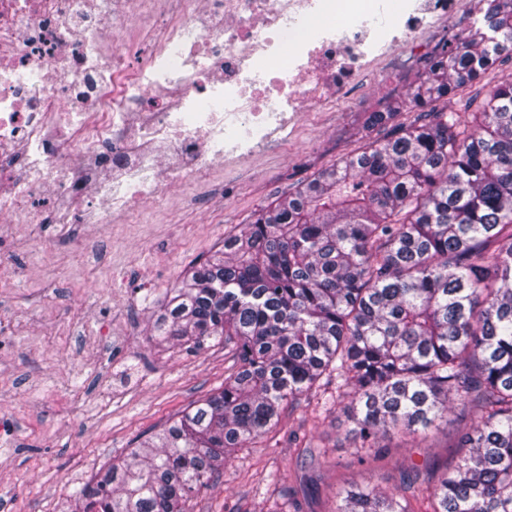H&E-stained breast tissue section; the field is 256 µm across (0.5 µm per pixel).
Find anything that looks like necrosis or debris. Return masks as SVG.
<instances>
[{
    "instance_id": "obj_1",
    "label": "necrosis or debris",
    "mask_w": 512,
    "mask_h": 512,
    "mask_svg": "<svg viewBox=\"0 0 512 512\" xmlns=\"http://www.w3.org/2000/svg\"><path fill=\"white\" fill-rule=\"evenodd\" d=\"M470 0H0V219L127 217L458 39ZM448 21L440 33L439 21ZM126 31L113 43L108 29Z\"/></svg>"
}]
</instances>
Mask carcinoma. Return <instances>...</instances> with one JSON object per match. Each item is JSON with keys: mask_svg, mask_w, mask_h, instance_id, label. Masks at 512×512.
<instances>
[{"mask_svg": "<svg viewBox=\"0 0 512 512\" xmlns=\"http://www.w3.org/2000/svg\"><path fill=\"white\" fill-rule=\"evenodd\" d=\"M478 6L483 25L369 115L361 152L253 211L185 270L158 338H218L236 369L76 489L68 512H190L227 458L329 385L351 398L349 432L369 446L424 433L453 405L475 410L467 452L416 496L431 512H512V73L469 125L433 108L512 53V0ZM335 512L413 509L351 484Z\"/></svg>", "mask_w": 512, "mask_h": 512, "instance_id": "cac0c4a2", "label": "carcinoma"}]
</instances>
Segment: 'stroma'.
<instances>
[{"label": "stroma", "instance_id": "obj_1", "mask_svg": "<svg viewBox=\"0 0 512 512\" xmlns=\"http://www.w3.org/2000/svg\"><path fill=\"white\" fill-rule=\"evenodd\" d=\"M416 73L389 85L367 76L351 96L299 113L288 143L215 163L205 192L176 187L126 222L0 223V512H59L113 458L223 383L232 352L216 340L194 351L153 342L155 309L255 209L360 151L362 99L405 94ZM343 420L341 405L311 394L227 460L192 512H334L343 487L368 482L411 496V475L434 483L462 456L470 415L452 410L445 424L372 448L347 440ZM272 471L281 481L257 494Z\"/></svg>", "mask_w": 512, "mask_h": 512}]
</instances>
